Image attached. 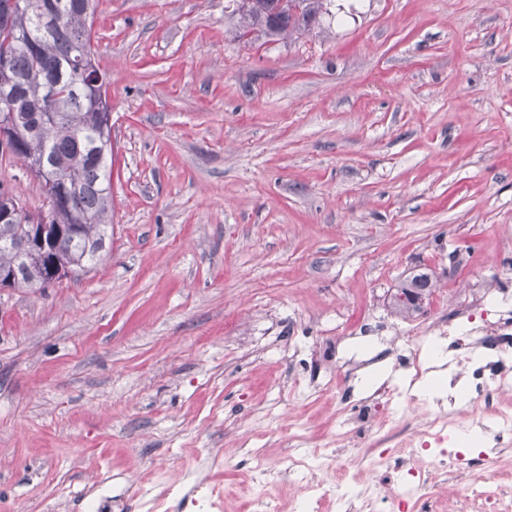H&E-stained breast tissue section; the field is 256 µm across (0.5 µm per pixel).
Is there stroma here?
Here are the masks:
<instances>
[{
  "label": "stroma",
  "instance_id": "35a3bbf8",
  "mask_svg": "<svg viewBox=\"0 0 512 512\" xmlns=\"http://www.w3.org/2000/svg\"><path fill=\"white\" fill-rule=\"evenodd\" d=\"M230 0H97L112 226L97 263L0 291V512L203 470L226 508L244 442L331 445L399 384L397 336L439 346L475 285L512 289V0H327L286 37ZM0 187L46 201L0 153ZM422 313L391 312L412 271ZM328 384L333 392L315 394Z\"/></svg>",
  "mask_w": 512,
  "mask_h": 512
}]
</instances>
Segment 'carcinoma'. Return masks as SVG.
Here are the masks:
<instances>
[{
	"label": "carcinoma",
	"instance_id": "carcinoma-1",
	"mask_svg": "<svg viewBox=\"0 0 512 512\" xmlns=\"http://www.w3.org/2000/svg\"><path fill=\"white\" fill-rule=\"evenodd\" d=\"M96 0H0V123L11 128L0 150L56 175L40 189L50 223L64 234L45 252L20 260L9 245L26 234V218L0 222V267L30 286L55 264L78 270L99 259L112 224L111 135L88 19ZM242 19L238 38L255 30L270 37L308 30L324 0H232ZM89 44L77 61L74 44Z\"/></svg>",
	"mask_w": 512,
	"mask_h": 512
}]
</instances>
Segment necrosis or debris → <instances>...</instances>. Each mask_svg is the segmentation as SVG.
<instances>
[{
	"label": "necrosis or debris",
	"mask_w": 512,
	"mask_h": 512,
	"mask_svg": "<svg viewBox=\"0 0 512 512\" xmlns=\"http://www.w3.org/2000/svg\"><path fill=\"white\" fill-rule=\"evenodd\" d=\"M492 300L511 307L512 292L498 291ZM492 300L482 294L469 301L465 309L467 324L455 330L451 342L470 409L463 411L440 403L427 412L424 420L410 422L407 412L418 402L415 389L429 374L430 365L421 352L403 354L407 339L395 337L378 358H394L405 377L404 385L383 384L361 398L354 417L339 429L335 447L307 457L290 453L271 460L263 454L255 455L253 481L264 491L247 495V512H279L267 490L288 485L295 487L303 512H321L330 500L335 501L336 512H386L393 499L410 505L413 512H443L442 493L456 478L451 456L441 451L436 468L429 470L413 458L399 456L396 449L407 444L420 452L428 444H444L453 418L460 415L492 435L498 447H512V317H488L485 307ZM481 346L491 350L492 362L472 360V351ZM358 447L376 449L372 460L375 478L348 496L340 492L341 486L351 480L344 456ZM329 464L335 467L330 481L324 477ZM474 466L481 484L473 488L472 495L480 501V512H512L506 503L512 491V466L499 464L494 457L476 460Z\"/></svg>",
	"instance_id": "4bbe7bcc"
}]
</instances>
